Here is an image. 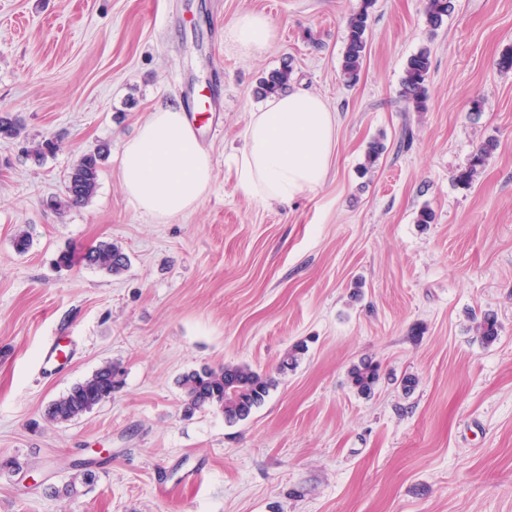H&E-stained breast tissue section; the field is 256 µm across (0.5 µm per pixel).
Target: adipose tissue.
<instances>
[{
  "mask_svg": "<svg viewBox=\"0 0 512 512\" xmlns=\"http://www.w3.org/2000/svg\"><path fill=\"white\" fill-rule=\"evenodd\" d=\"M277 36L265 15L244 12L224 28V39L247 59L261 57ZM229 170L235 188L267 204H285L320 189L336 151L337 118L317 94L291 89L269 96L251 112ZM118 177L143 213L174 219L197 208L214 178L210 154L200 147L176 105L154 109L126 140Z\"/></svg>",
  "mask_w": 512,
  "mask_h": 512,
  "instance_id": "ef3b65f1",
  "label": "adipose tissue"
}]
</instances>
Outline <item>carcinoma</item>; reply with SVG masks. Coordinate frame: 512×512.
I'll return each mask as SVG.
<instances>
[{"label":"carcinoma","instance_id":"obj_1","mask_svg":"<svg viewBox=\"0 0 512 512\" xmlns=\"http://www.w3.org/2000/svg\"><path fill=\"white\" fill-rule=\"evenodd\" d=\"M375 0H360L359 8L354 11L347 22L345 51L341 63V74L345 82L354 83L359 77L366 50L365 34L369 27L370 9ZM455 9L454 0H426L425 15L427 24L440 28L448 15ZM432 65L430 50L422 48L412 54L404 67L402 96L417 112L426 108V78ZM290 66L285 65L263 78L259 83V94L266 98L287 89L290 78ZM20 121L8 114L0 113V135L5 138H17L21 135ZM57 144L46 139L37 144L27 158L40 164L53 154ZM496 149V144L487 141L474 152L467 165L457 171L454 180L461 186L468 187L476 175L486 166ZM383 144L375 139L371 141L365 153L361 174H366L379 160L383 153ZM110 153L107 144L83 154L70 169L65 182L64 197L50 200L55 208H77L89 203L97 188L102 164ZM76 248L68 247L59 252L55 264L69 268L75 262L95 268L111 275H119L129 265V256L121 247L111 242H100L82 250L80 257H75ZM482 341L489 345L498 336L500 325L495 315L486 313L476 325ZM307 351L305 342L295 343L281 363V368L294 367ZM379 364L363 359L353 365L349 372L351 387L361 395H369L380 381ZM123 384V371L120 366L106 362L83 380L75 383L65 393L54 399L47 407L45 418L52 424L72 422L110 400ZM179 385L185 396V410L193 413L207 407H216L224 413L228 423H236L249 417L252 410L260 406L270 389L275 385L273 377L256 371L248 365L226 364L218 369L208 366L185 372L179 378Z\"/></svg>","mask_w":512,"mask_h":512}]
</instances>
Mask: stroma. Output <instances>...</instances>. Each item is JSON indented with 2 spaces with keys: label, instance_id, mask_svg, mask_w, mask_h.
I'll use <instances>...</instances> for the list:
<instances>
[{
  "label": "stroma",
  "instance_id": "35a3bbf8",
  "mask_svg": "<svg viewBox=\"0 0 512 512\" xmlns=\"http://www.w3.org/2000/svg\"><path fill=\"white\" fill-rule=\"evenodd\" d=\"M359 4L0 0V113L24 126L0 139V512H512V72L497 66L512 0H456L436 30L425 0H375L350 85L341 61ZM250 11L279 30L256 59L224 40ZM423 47L416 112L401 79ZM287 62L292 86L336 113V153L318 191L266 205L235 189L227 161L261 78ZM195 91L203 125L220 129L201 141L212 187L189 214L145 215L119 183L122 143ZM54 137L42 164L25 159ZM375 139L385 150L359 176ZM489 140L484 171L458 185ZM102 142L92 200L49 209ZM425 206L433 223H416ZM101 241L129 255L122 274L55 266L65 246ZM488 311L500 324L490 345L474 331ZM65 334L78 355L38 377L43 342ZM300 340L305 355L280 369ZM364 358L382 368L368 396L348 379ZM106 361L124 370L111 401L47 423V405ZM227 363L273 374L265 402L234 424L215 408L186 414L179 377ZM86 461L93 478L74 479ZM431 65L430 50L421 48L408 58L404 67L401 80L402 96L416 112H422L426 108L425 82ZM496 148L493 141H487L474 152L467 165L457 171L454 180L461 186L469 187L476 175L486 166L489 158Z\"/></svg>",
  "mask_w": 512,
  "mask_h": 512
}]
</instances>
